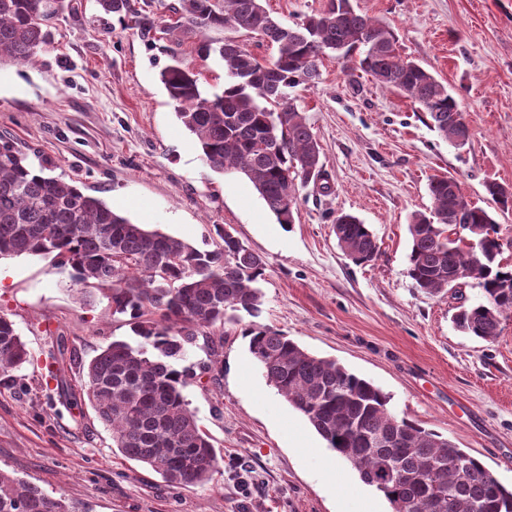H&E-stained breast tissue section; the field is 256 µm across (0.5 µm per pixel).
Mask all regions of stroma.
<instances>
[{
	"label": "stroma",
	"mask_w": 512,
	"mask_h": 512,
	"mask_svg": "<svg viewBox=\"0 0 512 512\" xmlns=\"http://www.w3.org/2000/svg\"><path fill=\"white\" fill-rule=\"evenodd\" d=\"M351 3L385 22L401 54L447 85L469 141L458 148L441 139L411 100L325 58L318 83L290 96L322 147L332 190L296 182L288 227L243 174L212 171L177 119L160 81L171 53L200 72L204 90L225 82L222 65L190 45L160 31L142 36L95 0H72L33 63L0 65V137L32 166L202 249L216 227L230 228L267 262L260 316L226 324L219 380L186 390L220 466L207 483L179 489L113 448L84 399L78 365L58 355V337L87 360L130 336L129 326L107 299L82 304L71 268L43 256L0 259V311L30 352L25 389L0 388L1 470L81 512H349L356 493L391 512L344 461L336 478L347 492L331 491L326 442L266 383L248 350L243 331L255 321L372 381L393 413L448 437L512 486V315L494 341L466 335L452 321V296L429 295L407 274L408 224L412 213L431 211V178H453L512 235V211L486 190L512 187V0ZM341 212L376 236L373 262L354 264L338 247Z\"/></svg>",
	"instance_id": "1"
}]
</instances>
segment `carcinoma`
<instances>
[{"label": "carcinoma", "mask_w": 512, "mask_h": 512, "mask_svg": "<svg viewBox=\"0 0 512 512\" xmlns=\"http://www.w3.org/2000/svg\"><path fill=\"white\" fill-rule=\"evenodd\" d=\"M106 14L129 16L137 29L158 28L154 14L132 0H96ZM70 0H0V64L32 61L51 40V27ZM176 19L163 31L194 44L197 55L223 64L222 90L203 93L201 73L177 55L161 72L178 119L191 132L215 172L240 171L278 223H295L294 180L320 181L330 189L321 146L288 89L314 83L324 57L352 60L380 85L411 99L441 138L453 144L468 128L457 99L431 72L396 49L385 23L357 13L350 0L292 25L274 19L262 0H176ZM211 29L244 32L276 45L271 66L255 67L256 55L236 37L214 42ZM449 177L430 180L432 210L411 215L408 275L415 286L445 296L450 281H474L484 300L466 303L456 294L455 322L464 332L493 341L512 314V265L502 262L512 237L500 234L484 209L458 211ZM503 211L512 188L487 186ZM339 248L355 264L374 261L378 241L357 217L341 213L333 227ZM213 248L188 242L116 213L76 184L34 169L27 155L0 141V256H50L73 270L80 291L108 299L112 315L127 317L134 338L112 340L84 361L76 348L62 349L79 365L82 387L96 418L112 431L113 447L149 466L169 485L208 482L220 460L185 396L188 387L222 372L224 325L259 316L265 259L233 233L216 228ZM248 349L266 382L300 412L360 478L382 493L392 512H512V488L478 459L431 429L399 417L390 396L334 359L314 356L272 328L245 329ZM210 360L185 364L193 348ZM29 361L26 343L9 314L0 312V385L21 386L16 372ZM459 458L460 465L448 461ZM0 512H78L65 499L0 470Z\"/></svg>", "instance_id": "carcinoma-1"}]
</instances>
